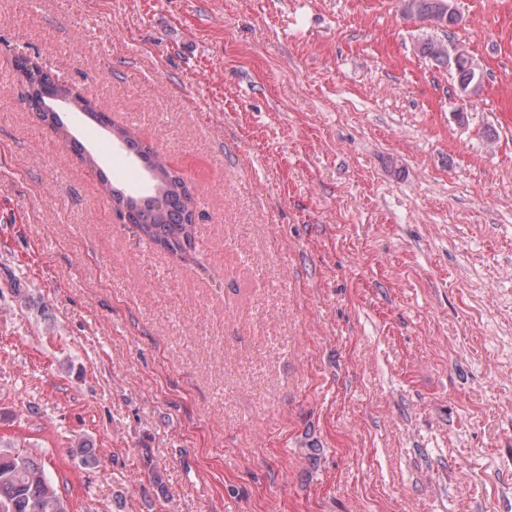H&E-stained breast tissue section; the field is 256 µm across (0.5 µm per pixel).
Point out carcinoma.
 Returning <instances> with one entry per match:
<instances>
[{
  "label": "carcinoma",
  "instance_id": "obj_1",
  "mask_svg": "<svg viewBox=\"0 0 512 512\" xmlns=\"http://www.w3.org/2000/svg\"><path fill=\"white\" fill-rule=\"evenodd\" d=\"M401 13L420 23H429L448 29L458 25L462 18L457 12L448 11V0H400ZM420 53L436 63L448 64V43L427 39L420 44ZM450 65V64H448ZM26 76V93L29 107L46 124L64 129L66 123L56 103L69 98L73 108L86 114V120L105 128H113L112 119L97 105L70 87L62 85L44 69L33 70L21 66ZM452 77L459 88L472 85L478 73L471 67L468 56H460L450 65ZM129 153L152 160L156 171L155 194L134 197L127 208L128 223L139 230V235L177 257H184L194 248L195 200L183 177L165 166L152 147L125 129H117ZM64 146L89 164L93 157L85 155L80 140L66 133ZM70 456L85 469L99 466L98 456L89 444L77 439L69 448ZM144 474L154 492L167 496L166 469L148 455L143 459ZM0 512H69L68 500L63 496L55 480L35 454L20 449L0 450Z\"/></svg>",
  "mask_w": 512,
  "mask_h": 512
}]
</instances>
